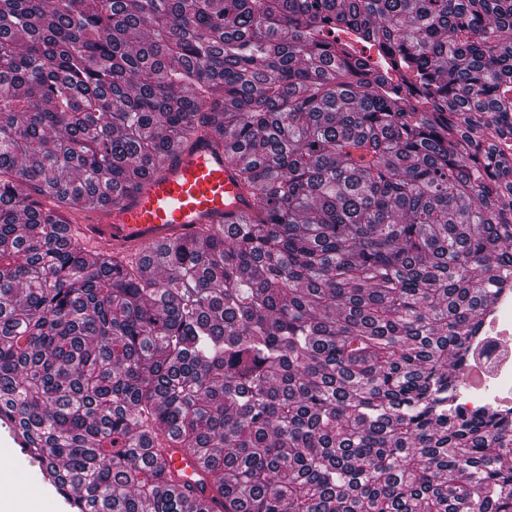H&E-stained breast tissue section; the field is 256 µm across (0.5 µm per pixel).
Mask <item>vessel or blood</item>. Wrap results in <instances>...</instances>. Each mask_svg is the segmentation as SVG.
<instances>
[{
	"mask_svg": "<svg viewBox=\"0 0 512 512\" xmlns=\"http://www.w3.org/2000/svg\"><path fill=\"white\" fill-rule=\"evenodd\" d=\"M249 204L223 152L201 141L170 159L142 191L120 198L92 223L75 225L72 231L88 250L119 252L135 260L146 247L192 236L201 225L248 212ZM167 454L173 471L207 479L199 455L180 448Z\"/></svg>",
	"mask_w": 512,
	"mask_h": 512,
	"instance_id": "b4317fda",
	"label": "vessel or blood"
}]
</instances>
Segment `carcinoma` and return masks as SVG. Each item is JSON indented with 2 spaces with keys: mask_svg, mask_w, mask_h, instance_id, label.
Segmentation results:
<instances>
[{
  "mask_svg": "<svg viewBox=\"0 0 512 512\" xmlns=\"http://www.w3.org/2000/svg\"><path fill=\"white\" fill-rule=\"evenodd\" d=\"M203 139L250 211L88 260ZM511 282L512 0H0V425L74 512H209L161 436L223 512H512ZM460 380L462 409L512 408V287L502 288L495 307L483 315ZM161 452L164 453L167 457L171 456L170 464L174 472L180 471L185 476H181L180 480L189 481L194 486H196L197 491L201 493V483L197 484L194 480H191V477L196 479H201L202 483L207 484V487L204 489V494L208 497H211V488L208 480V474L206 472V468L203 463V459L194 453H188L187 451L181 448H160Z\"/></svg>",
  "mask_w": 512,
  "mask_h": 512,
  "instance_id": "cac0c4a2",
  "label": "carcinoma"
}]
</instances>
